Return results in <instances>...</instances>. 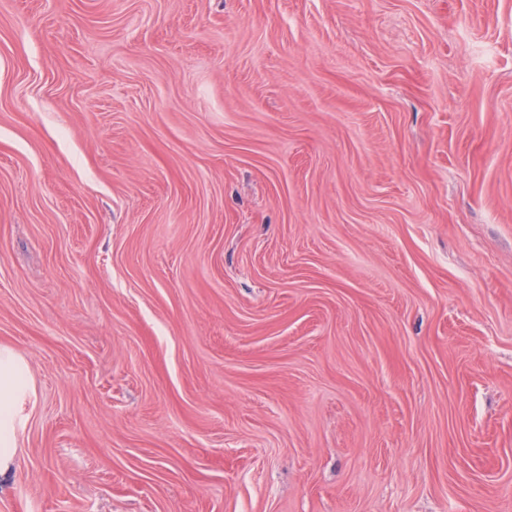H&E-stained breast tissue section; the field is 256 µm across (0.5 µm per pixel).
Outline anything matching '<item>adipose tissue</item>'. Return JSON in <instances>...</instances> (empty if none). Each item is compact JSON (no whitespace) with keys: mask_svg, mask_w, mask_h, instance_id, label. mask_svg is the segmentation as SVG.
I'll return each mask as SVG.
<instances>
[{"mask_svg":"<svg viewBox=\"0 0 512 512\" xmlns=\"http://www.w3.org/2000/svg\"><path fill=\"white\" fill-rule=\"evenodd\" d=\"M31 390V378L24 361L13 351L0 348V477L10 476L17 466V404Z\"/></svg>","mask_w":512,"mask_h":512,"instance_id":"1","label":"adipose tissue"}]
</instances>
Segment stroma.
I'll use <instances>...</instances> for the list:
<instances>
[{"label": "stroma", "instance_id": "stroma-1", "mask_svg": "<svg viewBox=\"0 0 512 512\" xmlns=\"http://www.w3.org/2000/svg\"><path fill=\"white\" fill-rule=\"evenodd\" d=\"M0 512H512V0H0ZM31 391V378L24 361L13 351L0 348V477H8L17 466V404Z\"/></svg>", "mask_w": 512, "mask_h": 512}]
</instances>
